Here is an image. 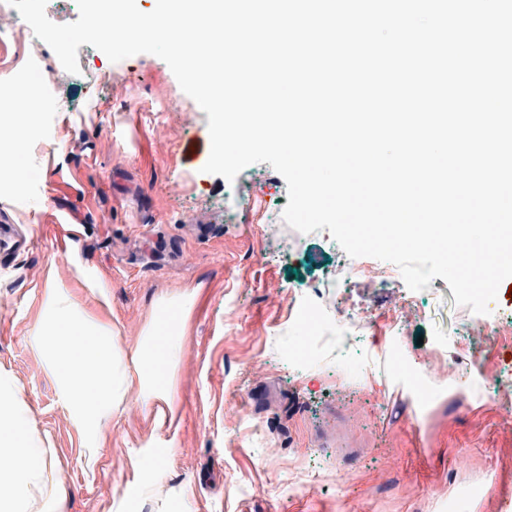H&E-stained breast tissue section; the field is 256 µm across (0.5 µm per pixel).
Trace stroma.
Listing matches in <instances>:
<instances>
[{"mask_svg":"<svg viewBox=\"0 0 512 512\" xmlns=\"http://www.w3.org/2000/svg\"><path fill=\"white\" fill-rule=\"evenodd\" d=\"M78 63L66 72L22 18L0 15V105L21 83L43 87L27 183L0 179V225L34 241L0 256V374L49 440L68 512H512V424L499 419L512 408V286L483 327L443 278L373 287L329 230L284 222L287 184L269 163L232 182L204 172L208 115L165 61L82 46ZM171 99L176 110L148 112ZM328 274L376 326L348 352L309 354L296 318ZM52 282L90 312L106 289L126 350L163 300L193 298L173 424H158L162 402L128 400L92 472L33 341ZM470 346L477 393L449 395L448 357ZM400 355L431 399L390 373ZM160 448L162 467L142 469Z\"/></svg>","mask_w":512,"mask_h":512,"instance_id":"35a3bbf8","label":"stroma"}]
</instances>
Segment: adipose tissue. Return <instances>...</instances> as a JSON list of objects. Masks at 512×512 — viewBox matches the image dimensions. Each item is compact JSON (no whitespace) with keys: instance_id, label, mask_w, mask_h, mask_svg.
Returning <instances> with one entry per match:
<instances>
[{"instance_id":"1","label":"adipose tissue","mask_w":512,"mask_h":512,"mask_svg":"<svg viewBox=\"0 0 512 512\" xmlns=\"http://www.w3.org/2000/svg\"><path fill=\"white\" fill-rule=\"evenodd\" d=\"M34 129L23 113H0V131L10 134L4 147L12 158L11 179L18 185L26 179L21 159ZM181 334V324L166 328L156 318L139 346L121 350L111 322L77 306L64 289H49L35 340L58 379L62 406L93 442L84 452L86 468L95 467L103 431L130 392L145 404L173 403ZM56 471L19 388L0 375V512H66L67 492Z\"/></svg>"}]
</instances>
